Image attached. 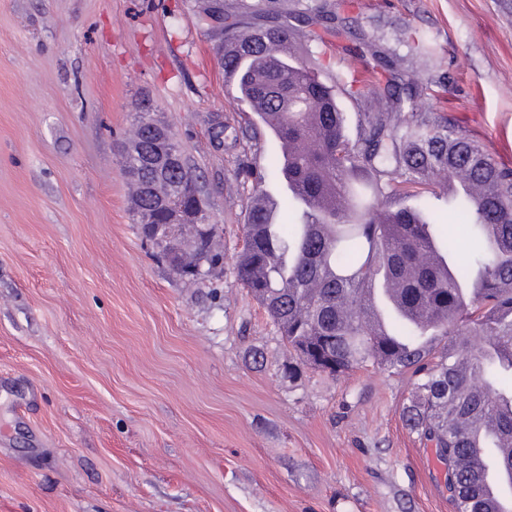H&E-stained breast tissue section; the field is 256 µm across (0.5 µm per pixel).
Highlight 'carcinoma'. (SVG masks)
<instances>
[{"instance_id": "cac0c4a2", "label": "carcinoma", "mask_w": 512, "mask_h": 512, "mask_svg": "<svg viewBox=\"0 0 512 512\" xmlns=\"http://www.w3.org/2000/svg\"><path fill=\"white\" fill-rule=\"evenodd\" d=\"M290 17L312 27L331 21L321 3L300 2ZM288 18L247 6L224 13L217 30L232 99L252 108L241 133L280 142L292 201L288 225L271 221L264 176L253 174L250 242L235 258L237 279L297 363L330 375L368 361L411 373L407 425L452 472L455 512H494L482 500L474 434L484 429L485 448H512V167L448 113L402 112L414 90H445L430 71L407 65L434 59L419 32L401 30L407 59L361 42L346 47L367 68L328 84L315 64L321 36ZM342 91L373 102L354 141ZM152 111L151 103L139 104L135 147L125 143L119 154L135 190L130 209L163 258L171 234L164 199L178 192L193 199L215 230L206 238L195 225L177 246L180 277L198 284L220 264L219 227L188 164L173 163L182 148L171 139L159 152L161 123ZM425 194L448 195V206L467 214L477 252L464 253L444 235L441 212L400 206L404 197ZM375 291L387 306L383 330L369 303ZM438 340L444 346L437 352Z\"/></svg>"}]
</instances>
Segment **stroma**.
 <instances>
[{"label": "stroma", "mask_w": 512, "mask_h": 512, "mask_svg": "<svg viewBox=\"0 0 512 512\" xmlns=\"http://www.w3.org/2000/svg\"><path fill=\"white\" fill-rule=\"evenodd\" d=\"M405 55L435 48L448 112L512 161V0H328ZM204 0H0V512H454L405 422L410 374L288 371L234 257L270 135H238ZM184 148L221 226L191 285L130 211L117 150L139 100Z\"/></svg>", "instance_id": "1"}]
</instances>
